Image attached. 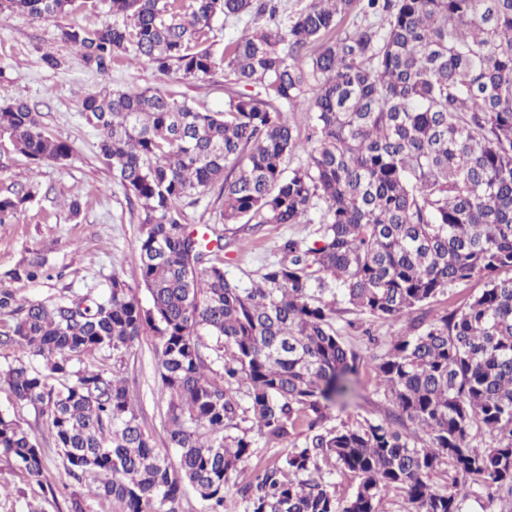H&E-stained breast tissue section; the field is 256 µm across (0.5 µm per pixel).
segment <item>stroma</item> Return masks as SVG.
I'll return each mask as SVG.
<instances>
[{
  "mask_svg": "<svg viewBox=\"0 0 512 512\" xmlns=\"http://www.w3.org/2000/svg\"><path fill=\"white\" fill-rule=\"evenodd\" d=\"M112 21L110 0H95L93 6L48 21L18 12L0 16V95L29 103L38 112L44 129L72 143L76 150L68 161L37 167L13 153L9 145H0V192L32 186L38 189L13 223L0 224V276L30 253H40L47 259L49 276L40 283H8L17 295L32 300H45L71 290L100 296L115 274L129 285L137 283L138 238L145 213L100 161L96 132L80 111L84 95L102 88L160 87L199 108L219 111L232 83L231 76L220 68L200 80H176L132 58L114 64L104 75L89 71L75 49L61 40L59 29L66 25L100 27ZM45 53L65 58V66L57 70L45 67L41 61ZM219 192L215 186L183 202V221L189 228L200 234L221 228L223 199ZM73 197L82 203L81 216L76 220L66 205ZM316 230L313 224L302 229L288 224H263L255 230L242 228L227 234L224 272L241 286H250L259 280L265 264L280 259L285 240L300 234L311 238ZM360 320L370 328V335L362 336L349 329V322ZM333 326L361 356L360 383L357 396L346 408L334 409L330 418L320 423V430H333L344 424L355 426L367 420L382 421L390 404L378 383L374 359L407 330L408 321L365 320L341 303ZM122 374L129 380L145 431L153 436L156 447H164L166 397L157 370L153 336L141 337L126 358ZM64 480L57 455H50L48 472L40 482L0 457V485L6 489L5 495L0 496V512H27L31 504L41 507L42 512H69L68 498L59 492Z\"/></svg>",
  "mask_w": 512,
  "mask_h": 512,
  "instance_id": "stroma-1",
  "label": "stroma"
}]
</instances>
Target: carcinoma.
Returning <instances> with one entry per match:
<instances>
[{"instance_id":"obj_1","label":"carcinoma","mask_w":512,"mask_h":512,"mask_svg":"<svg viewBox=\"0 0 512 512\" xmlns=\"http://www.w3.org/2000/svg\"><path fill=\"white\" fill-rule=\"evenodd\" d=\"M75 2L0 0V11L51 20ZM270 2L110 0L122 22L60 29L98 74L132 52L167 77L221 64L265 96L231 89L219 112L159 87L83 97L102 162L145 212L137 276L149 305L116 274L98 298L29 300L0 284V344L19 351L0 379L112 512H179L186 485L208 512H233L230 483L244 512H379L391 490L408 512H463L474 489L512 498V0H309L287 23ZM361 3V22L335 33ZM243 14L254 31L215 57V19ZM301 105L314 146L291 168L305 143L288 113ZM0 142L35 164L74 152L5 97ZM218 182L224 224H308L315 210L319 235L286 240L261 282L241 287L224 273L223 235L212 248L182 223L184 199ZM34 196L0 194V224ZM8 276L38 283L47 260L35 253ZM474 276L480 293L375 364L386 419L316 429L358 385L360 355L332 325L338 301L399 321ZM146 333L166 395L163 450L121 376ZM304 417L303 445L248 471L257 440L285 441ZM480 433L492 445H475ZM0 456L38 481L48 468L14 414L0 412ZM332 459L357 479L348 498L320 474ZM444 466L452 478L438 490L430 478Z\"/></svg>"}]
</instances>
